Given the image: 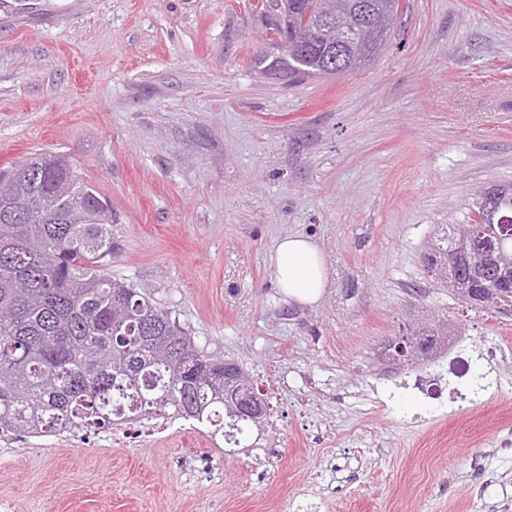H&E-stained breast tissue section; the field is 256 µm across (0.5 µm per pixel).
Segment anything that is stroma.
<instances>
[{"label":"stroma","instance_id":"obj_1","mask_svg":"<svg viewBox=\"0 0 512 512\" xmlns=\"http://www.w3.org/2000/svg\"><path fill=\"white\" fill-rule=\"evenodd\" d=\"M269 0H0V169L64 156L112 204V276L264 393L258 447L209 424L100 447L0 434L5 512H512V315L421 266L434 225L512 183V0H406L382 53L329 80L255 71ZM328 286L284 303L277 239ZM448 312L499 405L449 413L384 348ZM507 349L490 354L498 344ZM274 271L277 288L285 302L302 306L317 304L327 288L325 260L308 237H281L275 247Z\"/></svg>","mask_w":512,"mask_h":512}]
</instances>
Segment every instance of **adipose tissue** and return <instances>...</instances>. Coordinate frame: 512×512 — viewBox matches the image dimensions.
Returning a JSON list of instances; mask_svg holds the SVG:
<instances>
[{"instance_id":"obj_1","label":"adipose tissue","mask_w":512,"mask_h":512,"mask_svg":"<svg viewBox=\"0 0 512 512\" xmlns=\"http://www.w3.org/2000/svg\"><path fill=\"white\" fill-rule=\"evenodd\" d=\"M274 262L276 284L286 302L312 306L321 300L327 286L325 260L310 238L299 234L281 237Z\"/></svg>"}]
</instances>
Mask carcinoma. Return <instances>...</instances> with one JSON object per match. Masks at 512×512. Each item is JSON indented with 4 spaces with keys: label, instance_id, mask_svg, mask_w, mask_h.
Segmentation results:
<instances>
[{
    "label": "carcinoma",
    "instance_id": "carcinoma-1",
    "mask_svg": "<svg viewBox=\"0 0 512 512\" xmlns=\"http://www.w3.org/2000/svg\"><path fill=\"white\" fill-rule=\"evenodd\" d=\"M288 42L253 67L295 80H319L338 28H354L336 76L362 68L386 45L400 0H288ZM40 156L0 171V430L33 436L92 425L121 426L166 417L207 422L240 440L264 434L267 421L228 413L218 395L224 360L197 346L170 311L107 272L112 262V205L68 161L31 169ZM508 187L482 189L463 224H439L425 255L431 279L453 295L467 288L501 294L512 308V210ZM491 237L508 260L470 265L472 248ZM448 335V316L407 327L403 361L416 347Z\"/></svg>",
    "mask_w": 512,
    "mask_h": 512
}]
</instances>
